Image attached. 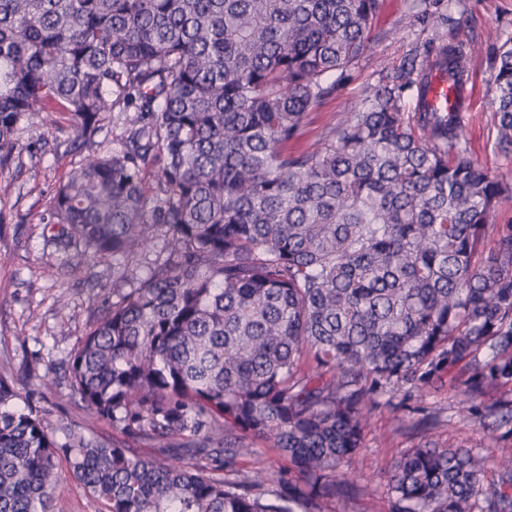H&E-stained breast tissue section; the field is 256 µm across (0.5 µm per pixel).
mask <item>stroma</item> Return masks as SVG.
Instances as JSON below:
<instances>
[{
  "label": "stroma",
  "mask_w": 512,
  "mask_h": 512,
  "mask_svg": "<svg viewBox=\"0 0 512 512\" xmlns=\"http://www.w3.org/2000/svg\"><path fill=\"white\" fill-rule=\"evenodd\" d=\"M436 7L451 16V24L436 27L423 20V11ZM375 32L335 94L310 111L295 148L313 146L343 113L362 106L369 88L398 69L412 50L460 42L472 50L469 152L492 175L512 180V160L495 149L488 52L498 33L512 35V0H381ZM71 138L64 113H45L42 121L20 127L12 158L0 165V371L15 381L17 408L36 406L50 424L77 423L112 441L119 434L110 424L70 403L62 375L77 336L112 300L111 264L78 258L49 239L50 201L85 155ZM470 365L463 360L437 382L404 389L394 401L378 397L355 463L354 489L330 502V512H392L384 494L390 467L425 444L512 446V434L504 435L479 414L480 407L499 400V392H487L470 407L458 396Z\"/></svg>",
  "instance_id": "35a3bbf8"
}]
</instances>
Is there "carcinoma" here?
<instances>
[{
	"instance_id": "cac0c4a2",
	"label": "carcinoma",
	"mask_w": 512,
	"mask_h": 512,
	"mask_svg": "<svg viewBox=\"0 0 512 512\" xmlns=\"http://www.w3.org/2000/svg\"><path fill=\"white\" fill-rule=\"evenodd\" d=\"M379 6L0 0V159L52 102L82 139L125 114L50 202L55 245L112 261L115 300L67 369L70 400L123 440L50 427L0 377V512H53L63 459L106 512H322L352 487L376 397L482 349L463 400L512 393V183L472 159L459 113L420 110L417 53L289 149ZM431 60L458 83L469 69L453 43ZM492 69L511 158L512 37ZM483 415L508 425L512 406ZM260 446L288 468L215 475ZM386 494L393 512H512V447L417 448Z\"/></svg>"
}]
</instances>
